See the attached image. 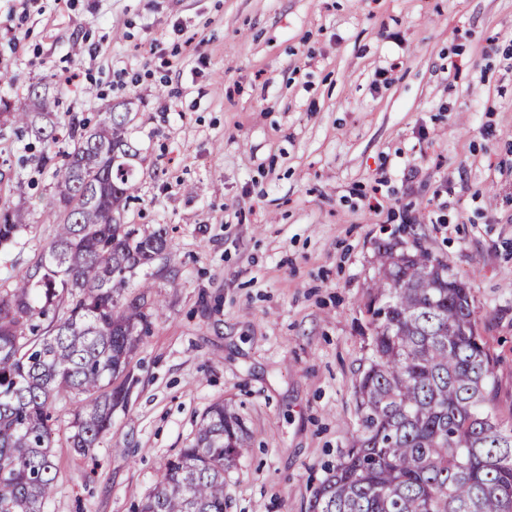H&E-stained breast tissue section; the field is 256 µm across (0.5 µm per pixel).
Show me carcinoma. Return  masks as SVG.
Returning a JSON list of instances; mask_svg holds the SVG:
<instances>
[{"label":"carcinoma","mask_w":512,"mask_h":512,"mask_svg":"<svg viewBox=\"0 0 512 512\" xmlns=\"http://www.w3.org/2000/svg\"><path fill=\"white\" fill-rule=\"evenodd\" d=\"M62 90L38 81L29 104L0 121L51 149L56 190L44 254L0 295V512H43L56 474L50 460V403L91 398L71 447L96 448L124 405L129 363L151 314L123 298L126 274L168 248L160 227L138 235L121 222L140 180L130 113L104 111L95 124L56 111ZM20 214L0 204V245L15 241ZM371 288V362L355 385L358 428L350 448L314 493L311 512H512V425L495 412V361L478 333L470 292L425 250L378 247ZM66 293L65 315L31 339L39 304ZM248 448L240 417L212 405L194 443L165 466L134 512H224V467Z\"/></svg>","instance_id":"carcinoma-1"}]
</instances>
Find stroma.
Here are the masks:
<instances>
[{
  "label": "stroma",
  "mask_w": 512,
  "mask_h": 512,
  "mask_svg": "<svg viewBox=\"0 0 512 512\" xmlns=\"http://www.w3.org/2000/svg\"><path fill=\"white\" fill-rule=\"evenodd\" d=\"M74 71L98 92L67 85L61 111L126 103L123 221L169 249L127 275L152 326L90 455L70 445L86 396L50 405L45 512H132L218 402L251 437L227 512H309L356 427L384 242L466 283L512 424V0H0V99ZM41 153L20 138L0 163L25 222L0 291L50 240Z\"/></svg>",
  "instance_id": "stroma-1"
}]
</instances>
